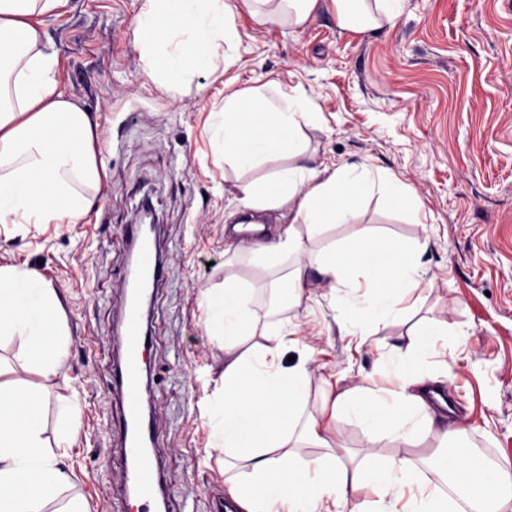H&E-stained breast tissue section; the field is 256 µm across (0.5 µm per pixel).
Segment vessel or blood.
<instances>
[{"label":"vessel or blood","mask_w":512,"mask_h":512,"mask_svg":"<svg viewBox=\"0 0 512 512\" xmlns=\"http://www.w3.org/2000/svg\"><path fill=\"white\" fill-rule=\"evenodd\" d=\"M128 231L138 247L137 263L135 272L124 275L122 318L115 338L123 359L112 375V384L122 397L117 422L126 460L123 484L134 492L147 510L159 496L166 494L167 489L164 471L155 456L153 420L145 414L143 384L147 365L143 354L149 338L143 327V310L136 290L143 282L159 284L164 265L157 243L143 237L140 225H130Z\"/></svg>","instance_id":"b4317fda"}]
</instances>
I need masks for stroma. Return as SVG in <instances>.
<instances>
[{
    "label": "stroma",
    "instance_id": "obj_1",
    "mask_svg": "<svg viewBox=\"0 0 512 512\" xmlns=\"http://www.w3.org/2000/svg\"><path fill=\"white\" fill-rule=\"evenodd\" d=\"M140 6L69 0L60 15L44 17L61 89L98 117L102 184L80 223L0 232V264L38 268L56 288L68 326L59 377L44 396L49 443L58 440L57 414L76 420L64 450L65 494L81 498L87 512H138L119 479L124 456L110 430L119 410L112 336L127 227L146 203L160 219L168 256L149 311L146 357L167 512H208L227 492L239 462L211 447L206 417L228 357L206 334L203 294L239 280L260 298L292 268L251 266L234 226L245 211L241 184L264 171L225 166L207 123L225 95L267 83L315 103L314 118L301 125L313 164L373 167L416 201L405 210L377 194L360 196L355 223L332 236L363 232L374 243L422 247L424 279L406 311L360 344L327 332L340 308L323 288L273 313L260 306L263 324H301L316 353L308 408L377 375L386 342L442 322L448 348L437 359L455 367L448 397L455 421L468 428L457 449L483 448L497 464L512 463V0H403L393 23L368 33L340 29L322 5L299 27L241 7L232 63L196 71L175 99L140 67ZM326 440L353 449L368 472L388 454L364 448L345 417Z\"/></svg>",
    "mask_w": 512,
    "mask_h": 512
}]
</instances>
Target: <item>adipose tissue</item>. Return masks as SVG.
Segmentation results:
<instances>
[{"mask_svg": "<svg viewBox=\"0 0 512 512\" xmlns=\"http://www.w3.org/2000/svg\"><path fill=\"white\" fill-rule=\"evenodd\" d=\"M66 0H0V229L22 224H76L91 207L101 185L95 150L97 125L89 112L65 95L56 79V52L41 19L57 14ZM399 0H329L339 28L366 33L393 21ZM231 0H142L137 27L142 68L170 95H177L190 73L213 65L223 46L236 40ZM268 87L225 96L212 113L211 144L231 167L262 165L285 155L294 163L242 186L248 207L265 210L285 203L295 218L317 227L346 224L356 197L388 190L385 177L371 168L338 165L334 170L301 164V124L310 103L292 91L277 90L272 107ZM255 264L280 267L293 259L296 273L283 286L288 299L310 298V282L327 288L354 314L338 323L345 336H362L401 313L404 297L421 281L413 247L372 246L366 236L329 241L322 250L304 248L295 231L252 249ZM252 289L232 283L206 297L208 335L231 344L256 328ZM296 324L272 325L264 341L224 367V386L211 409L213 447L246 456L249 465L230 485L237 512H454L468 501L471 512H512V470L488 469L472 456L448 453L434 466L455 476L452 495L435 493L404 449L421 436L454 439L459 427L431 407L453 367L430 370V358L444 346L443 327L425 343L388 345L382 378L388 387L362 380L339 392L335 414L348 415L362 429L366 447L389 454L375 474L351 466L345 453L331 451L317 465L296 457L297 439L323 447L321 417L304 405L312 350L303 348ZM66 328L55 288L33 268L0 264V339L17 340L26 369L45 381L59 375ZM299 350L293 365L287 351ZM42 391L10 364L0 361V512H85L75 498L58 500L67 476L62 455L43 437Z\"/></svg>", "mask_w": 512, "mask_h": 512, "instance_id": "obj_1", "label": "adipose tissue"}]
</instances>
